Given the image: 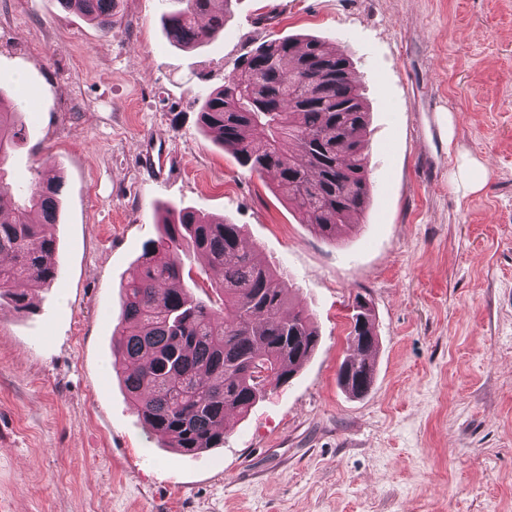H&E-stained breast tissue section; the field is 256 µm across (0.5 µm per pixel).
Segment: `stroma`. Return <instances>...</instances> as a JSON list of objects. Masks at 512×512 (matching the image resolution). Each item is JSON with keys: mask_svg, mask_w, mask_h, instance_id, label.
Here are the masks:
<instances>
[{"mask_svg": "<svg viewBox=\"0 0 512 512\" xmlns=\"http://www.w3.org/2000/svg\"><path fill=\"white\" fill-rule=\"evenodd\" d=\"M170 6L119 0L106 35L58 0H0V93L27 130L14 177L64 181L54 284L0 308V512H512V0H234L192 52L162 30ZM291 35L350 53L369 106L371 205L333 244L198 124L241 54ZM178 206L242 226L320 335L196 455L163 447L112 370L119 287ZM359 292L379 348L355 399L336 373Z\"/></svg>", "mask_w": 512, "mask_h": 512, "instance_id": "obj_1", "label": "stroma"}]
</instances>
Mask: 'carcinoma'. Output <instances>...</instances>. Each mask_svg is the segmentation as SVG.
Wrapping results in <instances>:
<instances>
[{
	"label": "carcinoma",
	"instance_id": "1",
	"mask_svg": "<svg viewBox=\"0 0 512 512\" xmlns=\"http://www.w3.org/2000/svg\"><path fill=\"white\" fill-rule=\"evenodd\" d=\"M112 32L116 0H59ZM164 14L170 43L207 45L224 32L232 0H177ZM198 112L202 130L240 166L274 177L299 222L334 243L358 226L370 199L369 113L351 76L350 57L315 37H279L239 59ZM25 138L20 103L0 95V301L31 308L21 282L48 287L57 278V222L63 182L36 169L24 193L9 161ZM160 235L146 242L137 273L121 285V318L112 333V366L127 399L163 445L196 454L224 443L233 415L247 416L273 382L291 380L319 344L313 314L295 305L290 279L257 257L237 224L190 208L159 215ZM211 272L200 285L185 267L184 246ZM357 354L336 380L360 398L373 386L379 336L371 301L354 297Z\"/></svg>",
	"mask_w": 512,
	"mask_h": 512
}]
</instances>
